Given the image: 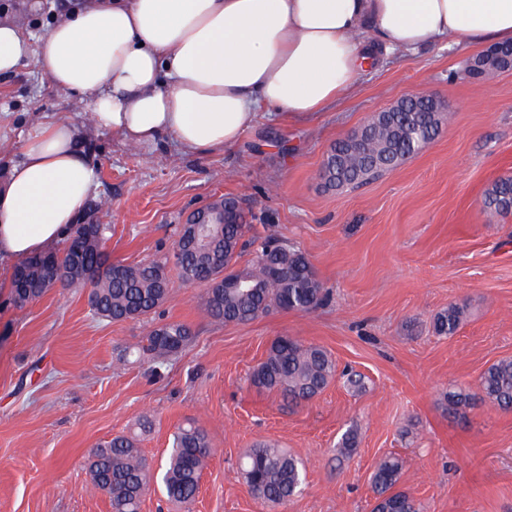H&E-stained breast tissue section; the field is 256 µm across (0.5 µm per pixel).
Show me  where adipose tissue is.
<instances>
[{"label":"adipose tissue","mask_w":512,"mask_h":512,"mask_svg":"<svg viewBox=\"0 0 512 512\" xmlns=\"http://www.w3.org/2000/svg\"><path fill=\"white\" fill-rule=\"evenodd\" d=\"M372 28L377 41L364 39ZM512 43V0H79L39 40L0 17V75L35 60L124 141L206 155L258 111L306 115L352 89L374 53L448 37ZM67 120L34 123L0 180V263L67 239L95 171Z\"/></svg>","instance_id":"obj_1"}]
</instances>
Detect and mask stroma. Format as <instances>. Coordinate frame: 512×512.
I'll list each match as a JSON object with an SVG mask.
<instances>
[{
  "label": "stroma",
  "mask_w": 512,
  "mask_h": 512,
  "mask_svg": "<svg viewBox=\"0 0 512 512\" xmlns=\"http://www.w3.org/2000/svg\"><path fill=\"white\" fill-rule=\"evenodd\" d=\"M479 52L450 40L381 52L324 111L259 113L234 147L204 156L96 128L87 101L57 90L35 64L0 75V179L34 119L77 125L97 182L86 212L111 225L112 261L171 256L194 209L232 197L254 234L269 229L300 248L328 293L305 314L224 324L208 316L203 287L175 288L149 319L108 322L93 316L85 287L14 306V266L1 264L0 512H111L90 483L91 449L136 435L159 473L190 422L214 448L196 501L183 507L157 483L140 512H370L385 456L402 460L400 485L423 512H512V411L479 403L460 420L444 401L512 357V215L482 205L491 182L512 176V70L471 78L466 63ZM415 93L449 103L439 135L376 180L325 188L318 173L330 147ZM101 199L110 208H97ZM451 304L464 308L462 324L435 335V316ZM168 322L188 325L193 342L159 368L127 356ZM281 336L321 346L336 364L302 407L250 383ZM347 371L362 375V389L346 383ZM350 428L357 446L345 457L337 442ZM260 441L293 454L306 475L274 508L249 494L240 471Z\"/></svg>",
  "instance_id": "1"
}]
</instances>
